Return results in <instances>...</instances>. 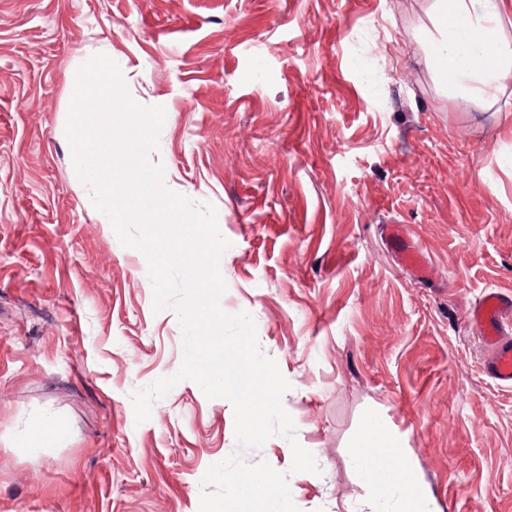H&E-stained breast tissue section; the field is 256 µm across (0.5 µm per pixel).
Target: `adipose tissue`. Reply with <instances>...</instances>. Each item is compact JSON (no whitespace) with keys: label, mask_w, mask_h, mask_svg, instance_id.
Segmentation results:
<instances>
[{"label":"adipose tissue","mask_w":512,"mask_h":512,"mask_svg":"<svg viewBox=\"0 0 512 512\" xmlns=\"http://www.w3.org/2000/svg\"><path fill=\"white\" fill-rule=\"evenodd\" d=\"M432 10L437 34L430 54L445 66L443 81L476 97L496 96L512 76V43L500 34L512 18V0H433ZM399 445L372 418L353 449L352 461L372 490L371 512H435L423 494L399 498V489L414 481L412 471L397 463Z\"/></svg>","instance_id":"obj_1"}]
</instances>
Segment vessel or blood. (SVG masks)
Listing matches in <instances>:
<instances>
[{
	"instance_id": "1",
	"label": "vessel or blood",
	"mask_w": 512,
	"mask_h": 512,
	"mask_svg": "<svg viewBox=\"0 0 512 512\" xmlns=\"http://www.w3.org/2000/svg\"><path fill=\"white\" fill-rule=\"evenodd\" d=\"M387 238L397 243L396 255L403 266L418 278L428 277L430 269L420 248L405 242L399 226H389ZM469 321L477 329L486 353V375L499 385L512 387V295L497 290L485 292L471 309Z\"/></svg>"
}]
</instances>
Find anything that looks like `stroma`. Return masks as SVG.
Here are the masks:
<instances>
[{"instance_id":"1","label":"stroma","mask_w":512,"mask_h":512,"mask_svg":"<svg viewBox=\"0 0 512 512\" xmlns=\"http://www.w3.org/2000/svg\"><path fill=\"white\" fill-rule=\"evenodd\" d=\"M431 6L0 0V512H199L211 464L292 463L278 435L241 449L231 402L191 380L135 420L183 334L73 167L71 86L96 54L164 107L166 186L217 210L220 307L253 317L319 467L290 474L299 512L366 500L351 450L371 416L437 512H512V388L468 322L485 289L512 292V78L489 103L446 87ZM389 224L429 279L398 264ZM37 419L52 444L27 440Z\"/></svg>"}]
</instances>
